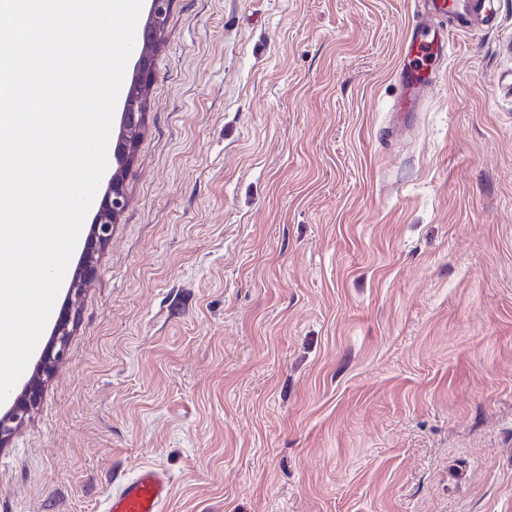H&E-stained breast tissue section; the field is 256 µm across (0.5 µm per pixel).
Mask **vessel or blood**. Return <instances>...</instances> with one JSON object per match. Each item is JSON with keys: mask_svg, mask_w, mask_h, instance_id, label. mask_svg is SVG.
Returning <instances> with one entry per match:
<instances>
[{"mask_svg": "<svg viewBox=\"0 0 512 512\" xmlns=\"http://www.w3.org/2000/svg\"><path fill=\"white\" fill-rule=\"evenodd\" d=\"M420 12L400 48L396 72L400 88L393 109L398 114L419 111L421 96L436 77L433 63L448 52L445 22L461 27L487 23L483 0H417ZM169 474L155 466L139 468L122 480L106 499L103 512H162L171 493Z\"/></svg>", "mask_w": 512, "mask_h": 512, "instance_id": "1", "label": "vessel or blood"}]
</instances>
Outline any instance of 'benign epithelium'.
<instances>
[{
	"instance_id": "benign-epithelium-1",
	"label": "benign epithelium",
	"mask_w": 512,
	"mask_h": 512,
	"mask_svg": "<svg viewBox=\"0 0 512 512\" xmlns=\"http://www.w3.org/2000/svg\"><path fill=\"white\" fill-rule=\"evenodd\" d=\"M172 0H151L148 18L140 34L139 56L136 73L125 96L120 132L113 149L115 170L109 180L107 191L95 215L92 235L85 246L82 262L70 281V295H79L88 279L96 270L101 249L112 236V224L125 206L124 170L134 157V149L145 125L143 110L144 89L154 75V55L165 28ZM69 311L59 317L53 338L37 363V372L50 371L65 356L70 336ZM40 378L34 376L15 398L12 405L0 413V447L4 448L18 429L28 420L31 411L40 399Z\"/></svg>"
}]
</instances>
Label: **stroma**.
Instances as JSON below:
<instances>
[{
	"instance_id": "1",
	"label": "stroma",
	"mask_w": 512,
	"mask_h": 512,
	"mask_svg": "<svg viewBox=\"0 0 512 512\" xmlns=\"http://www.w3.org/2000/svg\"><path fill=\"white\" fill-rule=\"evenodd\" d=\"M393 132L414 0H173L126 205L0 512H512V0ZM170 475L155 466L139 468L106 499L103 512H162L171 493Z\"/></svg>"
}]
</instances>
